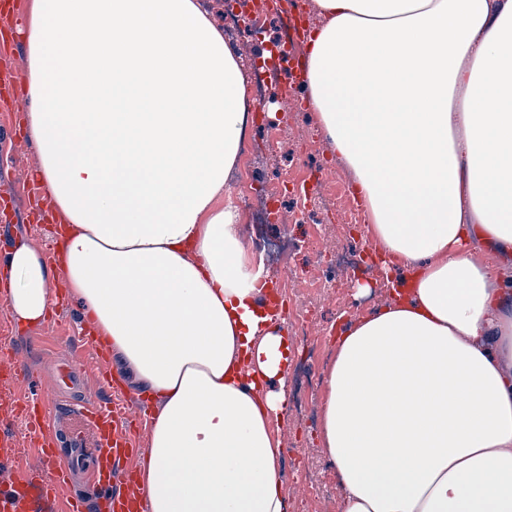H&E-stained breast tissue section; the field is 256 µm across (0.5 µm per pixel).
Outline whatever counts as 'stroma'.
Wrapping results in <instances>:
<instances>
[{
  "instance_id": "1",
  "label": "stroma",
  "mask_w": 512,
  "mask_h": 512,
  "mask_svg": "<svg viewBox=\"0 0 512 512\" xmlns=\"http://www.w3.org/2000/svg\"><path fill=\"white\" fill-rule=\"evenodd\" d=\"M6 65H0V128H14V135L0 137V244H10L24 238L42 249H50L52 240L49 228L54 218L48 206L42 205L41 191L32 180L38 164V149L29 137L25 126L26 111L21 92L13 86V76L25 66L23 51L7 44ZM275 122L258 126L247 125L250 135L274 136L281 142L276 152L262 151L255 158L240 163L238 190L240 198L255 197L260 189L276 182L281 172H288L291 192L282 198L291 211L308 215L305 223L293 225L291 234L299 239H311L324 244V256H316L311 249L292 254L287 266L271 265L275 288L281 290L288 306L302 304L312 309V333L318 342V367L327 370L335 353L336 330L356 321L369 310L384 304L388 299L387 282L380 268H366L349 275L341 301L332 300L323 283L331 267L330 255L340 250L359 252L368 249L365 226L344 230V217L335 205L311 206L300 187L312 177L320 175L322 184H332L344 191L348 206L356 201L348 189L352 176L338 163L321 139L314 117L308 111L300 94L294 93L278 100ZM371 282L373 292L368 299L358 301L353 297L359 282ZM4 282L0 281V350L14 353L32 377L30 384L13 383L12 396L37 390L47 400L55 402L54 410L58 431V450L61 454L88 452L92 436L74 415L78 401L91 398L107 399L109 389L85 354H77L74 366L78 372L75 389L60 390L56 381V368L67 356L65 348L40 343L39 338L48 329L72 330L68 314L62 304L69 297L62 283H54L52 294L56 306L50 309L46 320L36 325L16 322L5 301ZM325 396L324 386H317L303 402L300 409H289L282 423L284 450L292 451L295 462H308L307 482H297L291 467H283L282 479L289 500L288 512H337L340 491L334 469L320 453L318 421ZM319 486L317 498L308 495L309 484Z\"/></svg>"
}]
</instances>
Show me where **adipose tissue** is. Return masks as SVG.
<instances>
[{
	"instance_id": "1",
	"label": "adipose tissue",
	"mask_w": 512,
	"mask_h": 512,
	"mask_svg": "<svg viewBox=\"0 0 512 512\" xmlns=\"http://www.w3.org/2000/svg\"><path fill=\"white\" fill-rule=\"evenodd\" d=\"M314 7L303 98L400 283L326 373L338 512H512V0ZM14 34L65 242L0 256L12 317L43 322L62 279L152 402L141 512H287L288 338L236 198L240 49L201 0H31Z\"/></svg>"
}]
</instances>
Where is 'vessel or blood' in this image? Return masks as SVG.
Wrapping results in <instances>:
<instances>
[{
  "mask_svg": "<svg viewBox=\"0 0 512 512\" xmlns=\"http://www.w3.org/2000/svg\"><path fill=\"white\" fill-rule=\"evenodd\" d=\"M77 340L91 353L103 380L113 383V372L95 332L79 326ZM16 407L25 420L31 447L46 466L38 470L26 463L16 449L13 422L0 420V471L7 475L0 482V512H139L135 474L126 467L138 452L126 408L91 399L80 405L79 415L94 441L89 467L96 498L90 502L64 493L72 466L55 453V428L46 401L32 392Z\"/></svg>",
  "mask_w": 512,
  "mask_h": 512,
  "instance_id": "obj_1",
  "label": "vessel or blood"
}]
</instances>
